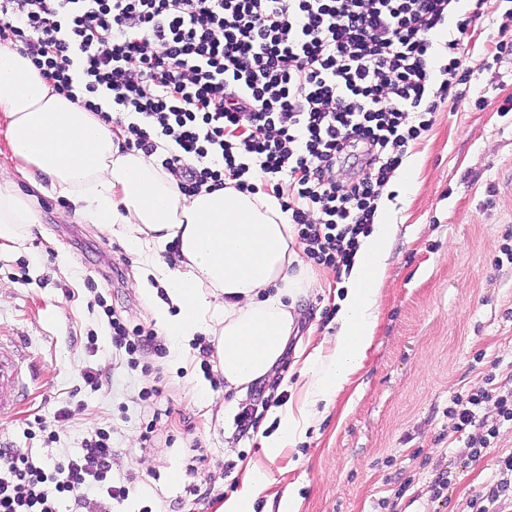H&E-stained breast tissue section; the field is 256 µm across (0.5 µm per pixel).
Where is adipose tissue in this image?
Listing matches in <instances>:
<instances>
[{
    "label": "adipose tissue",
    "instance_id": "1",
    "mask_svg": "<svg viewBox=\"0 0 512 512\" xmlns=\"http://www.w3.org/2000/svg\"><path fill=\"white\" fill-rule=\"evenodd\" d=\"M0 118L7 122L18 173L46 175L76 213L122 234L142 263L160 276L167 299L155 308L162 333L189 339L207 330L228 389L245 391L268 378L295 326V302L310 284L288 215L275 195L222 188L184 194L178 178L139 151H122L121 131L89 112L81 100L55 91L9 43L0 44ZM384 200L372 232L363 237L343 283L335 335L301 364L302 393L278 411L279 428L263 438L275 459L337 398L361 368L372 345L387 259L397 226ZM36 224L27 195L0 181V247L19 243ZM181 261L160 259L167 245ZM273 480L263 464H243L238 490L218 512H253Z\"/></svg>",
    "mask_w": 512,
    "mask_h": 512
}]
</instances>
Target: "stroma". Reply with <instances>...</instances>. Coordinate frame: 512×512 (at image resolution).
Instances as JSON below:
<instances>
[{"instance_id":"1","label":"stroma","mask_w":512,"mask_h":512,"mask_svg":"<svg viewBox=\"0 0 512 512\" xmlns=\"http://www.w3.org/2000/svg\"><path fill=\"white\" fill-rule=\"evenodd\" d=\"M506 8L505 0H459L458 14L473 18L459 53L471 81L461 97L439 102L432 126L409 147L418 163L413 186L388 185L399 231L373 346L353 384L274 460L259 438L278 427L273 408L258 431L239 434L236 415L257 391H225L217 357L199 354L205 333L178 349L160 337L164 355L141 357L135 370L113 353L97 297L130 325L152 328L164 283L147 277L122 236L18 179L39 222L21 244L0 250V342L18 347L28 391L0 419V448L50 463L107 431L114 477L134 476L137 486L112 512H217L248 459L266 462L276 480L254 512H278L287 492L300 512H392L407 480L418 495L407 512H470L471 498L496 482L498 458L512 453L506 424L484 456L469 461L467 435L447 414L458 392L489 381L512 386V262L499 258L502 244L512 245V55L486 63L498 33L512 38ZM311 271L275 369L279 393L294 402L295 353L335 334L344 295L334 270ZM199 377L209 382L208 397L195 388ZM41 423L57 432L55 443L30 438ZM228 447L235 457L225 456ZM442 469L453 480L434 500L428 484Z\"/></svg>"}]
</instances>
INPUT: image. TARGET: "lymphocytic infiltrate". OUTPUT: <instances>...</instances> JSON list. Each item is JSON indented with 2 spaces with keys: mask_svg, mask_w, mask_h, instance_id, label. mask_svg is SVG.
Instances as JSON below:
<instances>
[{
  "mask_svg": "<svg viewBox=\"0 0 512 512\" xmlns=\"http://www.w3.org/2000/svg\"><path fill=\"white\" fill-rule=\"evenodd\" d=\"M454 0H0V42L29 58L64 94L111 121L98 98L138 114L123 148L158 156L179 173L185 194L271 186L304 257L342 272L372 231L384 187L410 145L428 130L438 98L466 81L457 52L471 23ZM179 150L159 155L162 141ZM361 147L357 177L336 178ZM103 312L112 347L137 368L155 334ZM455 429L471 460L483 457L501 425H512V390L489 386L451 399ZM495 424H488L487 408ZM113 450L97 433L50 464L0 448V512H110L134 494L112 478ZM472 512H506L512 454Z\"/></svg>",
  "mask_w": 512,
  "mask_h": 512,
  "instance_id": "1",
  "label": "lymphocytic infiltrate"
}]
</instances>
